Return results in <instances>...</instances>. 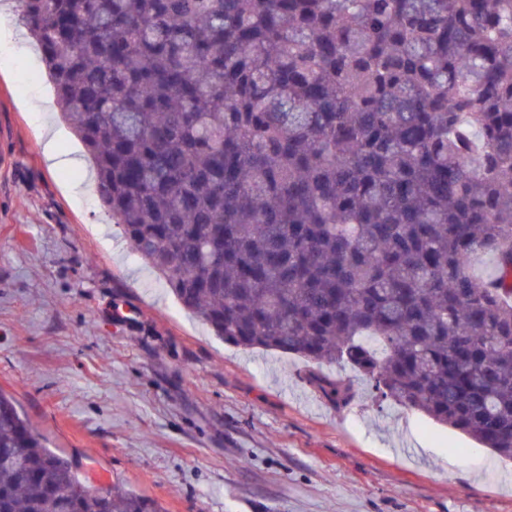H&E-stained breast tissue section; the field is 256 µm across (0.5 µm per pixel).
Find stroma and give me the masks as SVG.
Listing matches in <instances>:
<instances>
[{
	"mask_svg": "<svg viewBox=\"0 0 512 512\" xmlns=\"http://www.w3.org/2000/svg\"><path fill=\"white\" fill-rule=\"evenodd\" d=\"M0 17V393L52 449L163 512H512V464L468 436L363 389L336 408L309 373L350 367L225 344L185 311L87 166L48 167L55 90L9 0Z\"/></svg>",
	"mask_w": 512,
	"mask_h": 512,
	"instance_id": "35a3bbf8",
	"label": "stroma"
}]
</instances>
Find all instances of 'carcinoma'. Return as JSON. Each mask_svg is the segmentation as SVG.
Masks as SVG:
<instances>
[{
	"label": "carcinoma",
	"mask_w": 512,
	"mask_h": 512,
	"mask_svg": "<svg viewBox=\"0 0 512 512\" xmlns=\"http://www.w3.org/2000/svg\"><path fill=\"white\" fill-rule=\"evenodd\" d=\"M13 2L184 309L512 462V0ZM0 512L162 509L89 485L0 395Z\"/></svg>",
	"instance_id": "1"
}]
</instances>
